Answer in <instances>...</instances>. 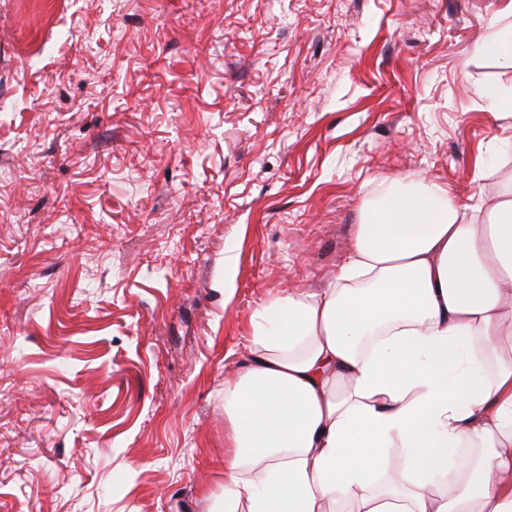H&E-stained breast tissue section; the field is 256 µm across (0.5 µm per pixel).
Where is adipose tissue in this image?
Returning a JSON list of instances; mask_svg holds the SVG:
<instances>
[{"label": "adipose tissue", "instance_id": "adipose-tissue-1", "mask_svg": "<svg viewBox=\"0 0 512 512\" xmlns=\"http://www.w3.org/2000/svg\"><path fill=\"white\" fill-rule=\"evenodd\" d=\"M224 381V512H512V199L367 206Z\"/></svg>", "mask_w": 512, "mask_h": 512}]
</instances>
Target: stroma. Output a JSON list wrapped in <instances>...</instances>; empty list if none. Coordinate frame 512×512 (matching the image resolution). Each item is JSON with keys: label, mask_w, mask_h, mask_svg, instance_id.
Instances as JSON below:
<instances>
[{"label": "stroma", "mask_w": 512, "mask_h": 512, "mask_svg": "<svg viewBox=\"0 0 512 512\" xmlns=\"http://www.w3.org/2000/svg\"><path fill=\"white\" fill-rule=\"evenodd\" d=\"M512 0H0V512H209L224 380L361 209L512 197Z\"/></svg>", "instance_id": "stroma-1"}]
</instances>
